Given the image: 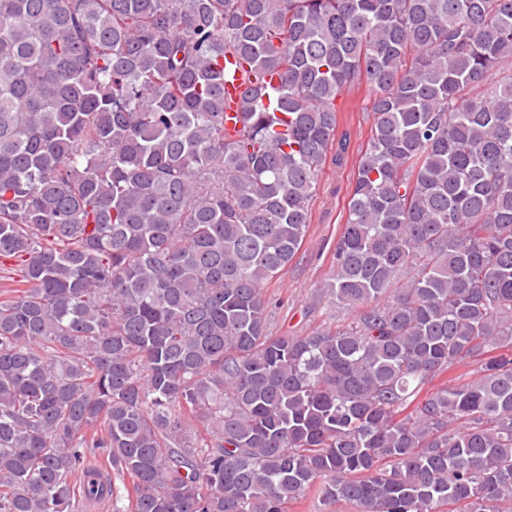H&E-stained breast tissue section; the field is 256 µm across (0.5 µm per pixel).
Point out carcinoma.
I'll return each instance as SVG.
<instances>
[{"label":"carcinoma","instance_id":"cac0c4a2","mask_svg":"<svg viewBox=\"0 0 512 512\" xmlns=\"http://www.w3.org/2000/svg\"><path fill=\"white\" fill-rule=\"evenodd\" d=\"M360 80L354 317L275 336ZM0 260V512H512V0H0ZM248 67L234 54H224V125L230 133H234L239 125L237 118L240 102L245 91L255 83L257 78L251 72L245 75ZM288 512H351L344 503L323 505L313 493L304 499L288 504Z\"/></svg>","mask_w":512,"mask_h":512}]
</instances>
